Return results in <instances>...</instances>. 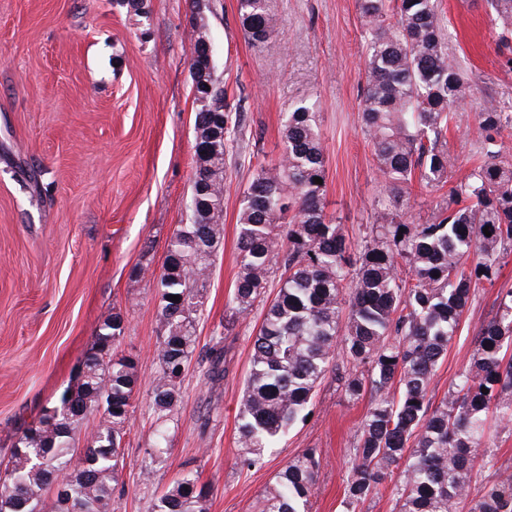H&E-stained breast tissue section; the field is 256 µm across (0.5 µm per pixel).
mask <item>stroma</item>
I'll list each match as a JSON object with an SVG mask.
<instances>
[{"instance_id":"35a3bbf8","label":"stroma","mask_w":512,"mask_h":512,"mask_svg":"<svg viewBox=\"0 0 512 512\" xmlns=\"http://www.w3.org/2000/svg\"><path fill=\"white\" fill-rule=\"evenodd\" d=\"M272 29L255 44L243 34L237 0H0V461L23 428L58 403L113 311L125 317L119 343L140 383L113 512H154L162 490L192 475L211 488L206 512H256L289 461L321 462L312 512H345L357 434L369 398L345 396L337 361L318 384L307 418L242 467L238 414L263 305L239 316L237 216L257 164L282 151L281 118L314 104L325 156V210L353 245L371 231L383 185L363 134L358 103L366 44L357 0H268ZM448 50L472 93L447 134L463 177L481 154L476 114L484 99L512 113V48L488 0H440ZM203 10L216 75L242 111L236 154L227 157L223 235L193 330L195 350L167 421L150 408L159 365L158 276L167 244L189 223L196 167V104L190 23ZM512 290V250L481 282L431 383L433 402L468 366L482 324ZM219 365H212V357ZM165 429L168 453L148 451ZM493 439L479 483L512 473V428Z\"/></svg>"}]
</instances>
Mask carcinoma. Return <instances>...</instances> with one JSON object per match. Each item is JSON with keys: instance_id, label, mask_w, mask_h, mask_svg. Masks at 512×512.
<instances>
[{"instance_id": "1", "label": "carcinoma", "mask_w": 512, "mask_h": 512, "mask_svg": "<svg viewBox=\"0 0 512 512\" xmlns=\"http://www.w3.org/2000/svg\"><path fill=\"white\" fill-rule=\"evenodd\" d=\"M490 3L504 32H512V0ZM357 5L369 38L359 110L390 205L376 204L370 235L353 249L341 226L327 218L325 184L314 181L325 178L316 113L301 102L284 115L281 162L256 169L237 220L235 314L251 311L266 293L273 264L284 268L253 341L238 418L242 463L256 464L305 418L317 384L341 352L352 365L345 394L353 400L372 395L347 482L346 512H356L389 483L394 512H460L480 449L491 440L489 413L512 424V358L503 353L512 343V291L499 296L468 367L439 405L429 393L476 286L492 280L499 251L512 249V162L502 157L512 119L495 101H484L477 113L482 162L450 187L432 223H410L414 176L427 188L453 178L456 161L446 133L470 85L448 51L438 0ZM238 15L249 40L268 39L267 5L238 0ZM192 31L193 85L214 90L205 99L194 97L195 151H207V158L205 170L194 172L192 194L201 183L204 194L191 222L170 238L158 281L164 335L150 403L160 418L176 410L196 342L192 321L221 234L225 156L236 151L241 132L204 50V20L193 21ZM124 329L123 314L112 313L87 357L86 380L68 389L70 409L54 423L39 420L22 432L0 483V512H112L139 379L134 358L117 351ZM90 417L98 419L97 429L79 452L76 431ZM319 469L309 451L288 462L259 512H309ZM209 494L208 485L183 476L157 499L155 512H205ZM469 512H512V475L484 486Z\"/></svg>"}]
</instances>
